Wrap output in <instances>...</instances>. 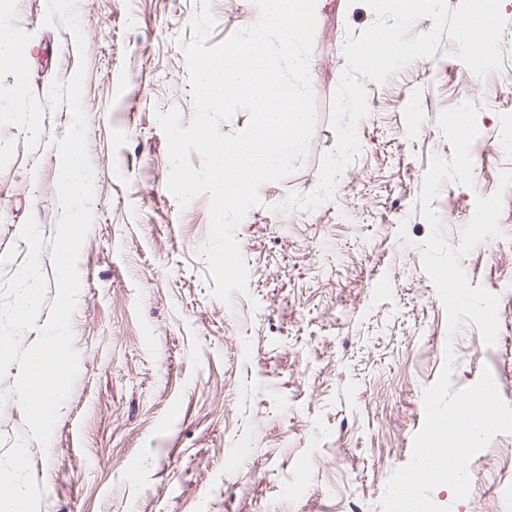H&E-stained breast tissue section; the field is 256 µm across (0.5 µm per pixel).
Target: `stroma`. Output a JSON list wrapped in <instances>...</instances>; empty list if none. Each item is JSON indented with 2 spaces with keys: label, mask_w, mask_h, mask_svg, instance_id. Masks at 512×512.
Listing matches in <instances>:
<instances>
[{
  "label": "stroma",
  "mask_w": 512,
  "mask_h": 512,
  "mask_svg": "<svg viewBox=\"0 0 512 512\" xmlns=\"http://www.w3.org/2000/svg\"><path fill=\"white\" fill-rule=\"evenodd\" d=\"M201 0H78L85 37L45 26L46 0H15L6 15L20 67L0 66V285L28 259L20 237L35 218L52 241L61 209L55 146L68 105L49 107L54 80L85 67L83 104L94 170V223L79 257L72 320L78 376L48 447L30 442L40 512H382L391 473L406 465L424 423L423 394L439 379L447 341L453 388L483 371L512 377V323L501 321L494 358L471 323L449 337L447 314L422 263L429 227L419 197L430 160L451 157L437 118L467 95L489 146L473 152L472 186L444 183L433 200L459 245L477 198L493 195L512 149L493 140L512 120V0L502 69L478 77L456 45L366 82L359 157L335 197L315 211L274 212L317 185L336 145L332 97L343 45L375 20L363 0H321L310 76L317 121L303 166L261 186L260 205L236 237L248 271L233 304L213 295L200 250L209 199L179 207L167 189L168 142L158 112L193 118L182 49ZM222 43L258 15L253 0H210ZM461 265L468 283L512 295V218ZM465 499L452 512H495L512 482V435H495L470 461Z\"/></svg>",
  "instance_id": "stroma-1"
}]
</instances>
